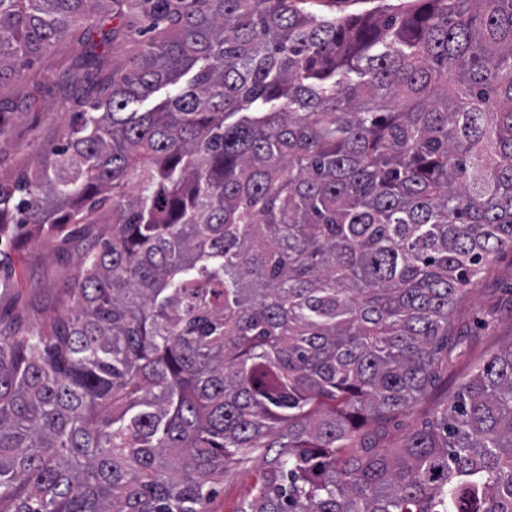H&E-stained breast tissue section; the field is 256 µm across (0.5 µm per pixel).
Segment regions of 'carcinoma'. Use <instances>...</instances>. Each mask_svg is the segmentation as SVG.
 Instances as JSON below:
<instances>
[{"label":"carcinoma","mask_w":512,"mask_h":512,"mask_svg":"<svg viewBox=\"0 0 512 512\" xmlns=\"http://www.w3.org/2000/svg\"><path fill=\"white\" fill-rule=\"evenodd\" d=\"M100 2L0 0V85ZM111 2L155 38L0 184V285L112 215L0 327V512H206L253 456L237 512H512V343L379 445L512 251V0ZM382 0H318L313 5L318 11L336 17L357 14L374 8ZM92 243L91 238L78 239L68 254H58L42 240L28 243L15 258L12 288L3 294L0 288V315H20L29 323L52 317L57 288L68 278L77 255ZM260 461L253 460L224 476V484L207 503L208 512H235L245 499L254 496L260 486Z\"/></svg>","instance_id":"cac0c4a2"}]
</instances>
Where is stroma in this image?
<instances>
[{
  "instance_id": "1",
  "label": "stroma",
  "mask_w": 512,
  "mask_h": 512,
  "mask_svg": "<svg viewBox=\"0 0 512 512\" xmlns=\"http://www.w3.org/2000/svg\"><path fill=\"white\" fill-rule=\"evenodd\" d=\"M123 23L129 35L120 46L109 48L103 70L89 71L77 82L72 79V60L92 29L87 23L56 42L23 80L0 87V102L10 109L8 123L0 127V181H13L37 166L41 147L59 142L71 115L98 97L108 75L128 68L152 39L142 17L130 14ZM91 244V239H79L69 252L60 254L47 242L28 243L15 258L12 288L0 294V315L11 313L29 323L52 317L57 289L68 278L77 255ZM450 333L466 345L465 354L450 359L447 372L430 387L427 401L388 423L385 442L422 428L431 418V403L443 399L446 386L455 385L472 364L512 342V251L500 253L471 293L458 302ZM260 474L256 460L232 470L207 503V512H237L243 500L257 493Z\"/></svg>"
}]
</instances>
